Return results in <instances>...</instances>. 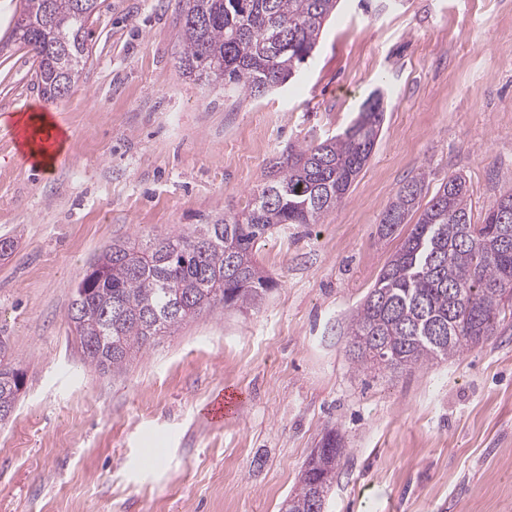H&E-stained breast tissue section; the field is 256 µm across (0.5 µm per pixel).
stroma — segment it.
<instances>
[{"label":"stroma","instance_id":"obj_1","mask_svg":"<svg viewBox=\"0 0 512 512\" xmlns=\"http://www.w3.org/2000/svg\"><path fill=\"white\" fill-rule=\"evenodd\" d=\"M181 6L103 0L51 102L12 35L24 0H0V363L24 375L0 512H281L330 431L326 512H512V319L399 373L348 352L405 181L425 173L427 200L463 176L477 224L512 189V0H341L312 59L257 99L182 74ZM379 88L383 131L345 201L260 242L275 285L257 306L201 312L117 375L82 362L67 312L97 255L242 211L286 147L341 133ZM41 111L68 136L49 170L14 138ZM228 394L235 413L212 419Z\"/></svg>","mask_w":512,"mask_h":512}]
</instances>
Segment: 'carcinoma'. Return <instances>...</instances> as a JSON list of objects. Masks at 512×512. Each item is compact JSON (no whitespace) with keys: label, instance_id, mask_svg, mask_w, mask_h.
Segmentation results:
<instances>
[{"label":"carcinoma","instance_id":"1","mask_svg":"<svg viewBox=\"0 0 512 512\" xmlns=\"http://www.w3.org/2000/svg\"><path fill=\"white\" fill-rule=\"evenodd\" d=\"M339 0H183L182 74L257 98L295 77L313 56ZM98 0H26L16 29L35 57L42 97H65L85 65L86 20ZM384 123L372 96L340 134L291 147L240 213L189 232L156 235L142 247L109 245L75 286L68 321L82 360L121 373L131 355L189 318L219 305L250 307L273 280L253 261L278 224H318L348 196ZM420 172L400 186L382 212L379 232L415 221L353 315L349 354L358 371L392 370L451 359L497 335L512 306V189L471 222L469 189L460 175L441 183L425 207ZM20 393L13 370L0 366V422ZM342 438L334 433L311 454L283 512H323Z\"/></svg>","mask_w":512,"mask_h":512}]
</instances>
